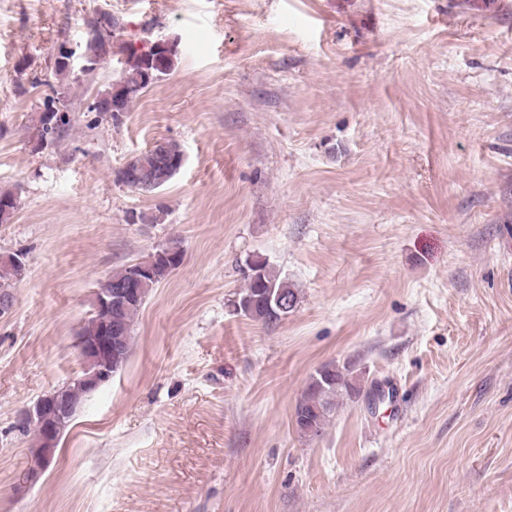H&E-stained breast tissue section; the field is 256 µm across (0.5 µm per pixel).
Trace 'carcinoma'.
Instances as JSON below:
<instances>
[{
  "label": "carcinoma",
  "mask_w": 512,
  "mask_h": 512,
  "mask_svg": "<svg viewBox=\"0 0 512 512\" xmlns=\"http://www.w3.org/2000/svg\"><path fill=\"white\" fill-rule=\"evenodd\" d=\"M91 32L100 36L104 33L113 36L117 22L112 14L102 12L90 21ZM177 50L170 48L162 62H157V53H129L128 69L124 71L120 82L127 92L137 96L159 77L170 72L175 66ZM129 105L112 89L101 92L90 106L92 112H109L111 118L116 113L128 111ZM69 112L53 113V121L44 116L37 118L34 128L41 139L57 137L70 125ZM184 157L181 146L167 140L156 143L152 148L129 160L116 174V180L133 189L152 192L162 187L164 171L173 163L181 162ZM17 196L11 189H0V224L7 223L15 211ZM166 248L158 250L153 259V274L144 277L137 284L140 301L129 306L112 308V317L92 313L78 331L79 338L96 336L112 337V348L99 350L94 357L86 359L88 372L107 366L117 372L128 360L131 348V329L135 316L143 301L154 288L172 271L174 261L165 257ZM20 255H0V293L8 294L11 280L22 275L24 265L19 263ZM247 284L239 294L236 309L240 314L264 324L279 321L291 313L297 303V293L287 280L279 278L268 265L254 261L248 265ZM361 393L357 378L352 376L348 367L327 363L319 367L309 378L306 387L294 407V424L297 431L308 437L322 435L329 419L336 412L337 401L343 397L354 398Z\"/></svg>",
  "instance_id": "cac0c4a2"
}]
</instances>
